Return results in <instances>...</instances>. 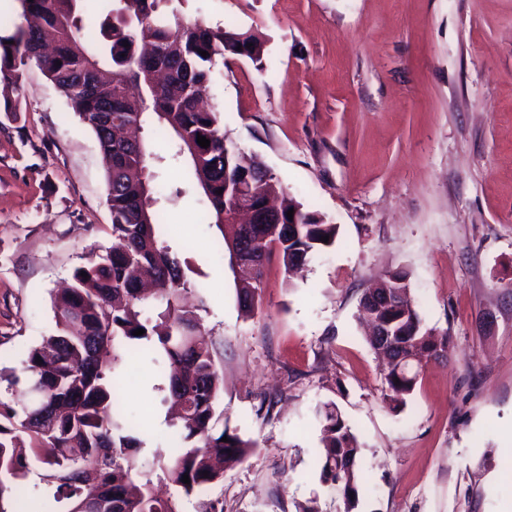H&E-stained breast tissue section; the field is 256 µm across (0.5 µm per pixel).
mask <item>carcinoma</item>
Returning a JSON list of instances; mask_svg holds the SVG:
<instances>
[{
    "label": "carcinoma",
    "instance_id": "obj_1",
    "mask_svg": "<svg viewBox=\"0 0 512 512\" xmlns=\"http://www.w3.org/2000/svg\"><path fill=\"white\" fill-rule=\"evenodd\" d=\"M86 2L22 0L24 23L0 36V80L18 88L24 70L37 66L95 134L107 162L112 214V245L92 251L51 299L54 326L29 348L20 373L0 374L6 383L0 392V512H22L24 498L34 493L45 500L44 512H185L191 501L196 512H224L210 496L224 477L212 461L234 466L254 443L224 426L223 375L199 315L205 299L188 275L190 266L161 238L164 212L153 182L164 157L146 140L134 146L116 131L147 126L175 143L184 178L201 189L209 203L206 220L223 236L219 248L230 263L253 271L236 288L247 318L260 308L270 259L288 273L333 245L338 228L290 200L274 223L251 225L252 258H234L244 228L224 223V215L236 207L238 193L261 208L282 187L263 162L229 140L220 112L198 102L207 94L211 66L228 54L259 60L261 37L191 21L169 9L172 0H119L89 39ZM88 70L95 75L91 94L80 87ZM199 134L209 147L197 143ZM382 285L409 293L400 270L387 273ZM391 318L401 332L395 340L414 358L411 369L387 363L384 399L397 410L423 365L448 351V333L426 327L408 300ZM137 329L144 334L133 335ZM145 350L168 369L166 381L155 386L161 402L189 404L164 419L173 435L169 451L148 447L124 409L121 370ZM315 416L320 479L342 491L349 510L359 494L360 443L336 404L318 405ZM145 454L152 456L149 471Z\"/></svg>",
    "mask_w": 512,
    "mask_h": 512
}]
</instances>
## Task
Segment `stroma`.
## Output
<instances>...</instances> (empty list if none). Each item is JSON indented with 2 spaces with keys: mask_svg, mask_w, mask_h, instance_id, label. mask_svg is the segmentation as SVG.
Wrapping results in <instances>:
<instances>
[{
  "mask_svg": "<svg viewBox=\"0 0 512 512\" xmlns=\"http://www.w3.org/2000/svg\"><path fill=\"white\" fill-rule=\"evenodd\" d=\"M181 10L263 36L260 60L213 67L210 101L241 151L338 227L294 277L269 261L262 306L244 318L240 272L216 248L203 196L184 183L174 143L153 141L163 238L207 300L224 422L255 444L224 471V512H297L310 500L344 512L316 466L324 402L363 448L354 512H512V0H183ZM9 96L0 370L20 369L53 327L52 293L112 242L92 131L37 68ZM396 269L425 325L451 342L395 411L358 316L365 291ZM132 369L126 414L146 424L149 446L168 447L163 374L145 352Z\"/></svg>",
  "mask_w": 512,
  "mask_h": 512,
  "instance_id": "obj_1",
  "label": "stroma"
}]
</instances>
